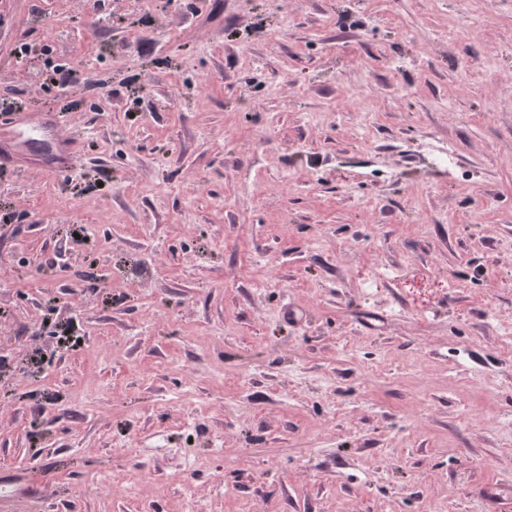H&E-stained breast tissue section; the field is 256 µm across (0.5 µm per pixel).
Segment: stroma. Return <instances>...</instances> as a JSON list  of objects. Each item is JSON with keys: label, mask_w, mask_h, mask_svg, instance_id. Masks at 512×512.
Here are the masks:
<instances>
[{"label": "stroma", "mask_w": 512, "mask_h": 512, "mask_svg": "<svg viewBox=\"0 0 512 512\" xmlns=\"http://www.w3.org/2000/svg\"><path fill=\"white\" fill-rule=\"evenodd\" d=\"M1 102L80 141L0 171V468L46 512L512 486V0H0Z\"/></svg>", "instance_id": "obj_1"}]
</instances>
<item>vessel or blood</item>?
<instances>
[{
	"label": "vessel or blood",
	"mask_w": 512,
	"mask_h": 512,
	"mask_svg": "<svg viewBox=\"0 0 512 512\" xmlns=\"http://www.w3.org/2000/svg\"><path fill=\"white\" fill-rule=\"evenodd\" d=\"M39 140L42 170L71 175L77 144L65 136L56 121L31 117L24 112L0 114V168L27 166L26 148ZM50 484L39 472L8 469L0 472V512H37Z\"/></svg>",
	"instance_id": "vessel-or-blood-1"
}]
</instances>
